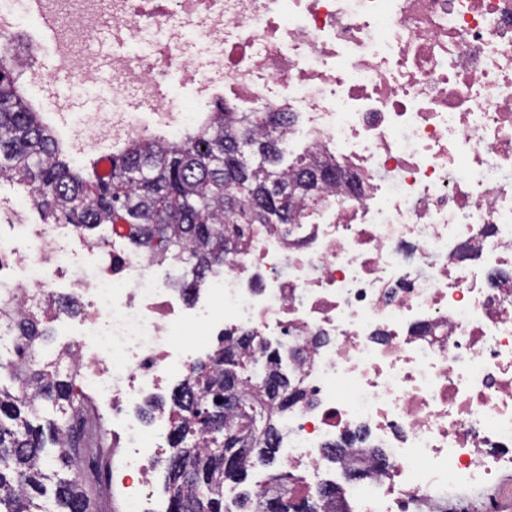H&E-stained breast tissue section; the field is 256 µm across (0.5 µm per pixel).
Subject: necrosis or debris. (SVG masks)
I'll return each instance as SVG.
<instances>
[{
    "label": "necrosis or debris",
    "instance_id": "obj_1",
    "mask_svg": "<svg viewBox=\"0 0 512 512\" xmlns=\"http://www.w3.org/2000/svg\"><path fill=\"white\" fill-rule=\"evenodd\" d=\"M33 7L76 84L97 75L79 35L106 25L134 46L112 56L120 139L180 140L220 100L292 113L282 137L336 169L296 223L245 225L192 290L158 279L125 224L0 240V308L44 305L66 336L81 422L112 409L104 469L131 512H165L152 486L173 415L146 429L138 408L191 371L195 326L274 353L296 393L279 444L294 481L260 475V498L332 487L324 512H428L512 470V0H0ZM177 79L197 86L192 109L161 94ZM129 90L147 115L124 111Z\"/></svg>",
    "mask_w": 512,
    "mask_h": 512
}]
</instances>
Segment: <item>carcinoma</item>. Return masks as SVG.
<instances>
[{
  "label": "carcinoma",
  "mask_w": 512,
  "mask_h": 512,
  "mask_svg": "<svg viewBox=\"0 0 512 512\" xmlns=\"http://www.w3.org/2000/svg\"><path fill=\"white\" fill-rule=\"evenodd\" d=\"M20 66L0 54V182L28 187V208L45 224H69L79 234L100 224H127L136 249L183 263L192 273L182 288H198L225 254L243 239V224H290L298 206L320 197L335 179L332 169L299 156L282 166L285 143L264 126L280 127L286 112H226L204 117L183 141L153 135L128 143L87 164L68 159L62 141L20 85ZM0 331L37 341L51 335L34 315L7 317ZM34 346L14 348L10 384H0V512H96L82 487L78 466L64 448L59 419L35 423L30 415L49 402L60 419L76 411L71 378L56 364L30 369ZM257 361L218 348L172 395L175 423L163 490L169 512H278L242 491L229 500L225 488L246 483V459L273 463L282 437L273 401L288 402V379L254 371ZM237 385L235 420L226 418L224 383ZM222 448L217 454L214 449Z\"/></svg>",
  "instance_id": "1"
}]
</instances>
